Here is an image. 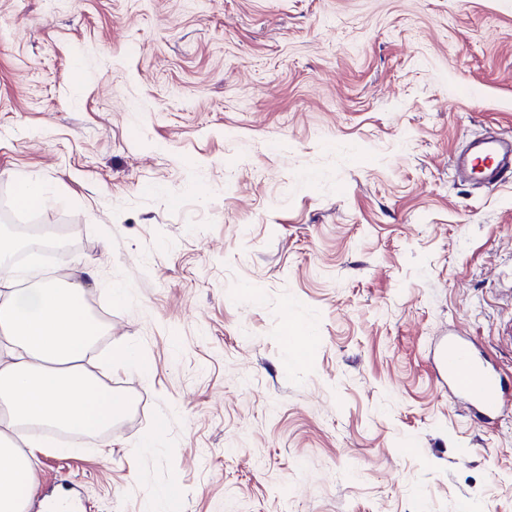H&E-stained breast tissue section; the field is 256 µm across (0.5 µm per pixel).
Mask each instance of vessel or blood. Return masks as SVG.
I'll return each mask as SVG.
<instances>
[{"label":"vessel or blood","mask_w":512,"mask_h":512,"mask_svg":"<svg viewBox=\"0 0 512 512\" xmlns=\"http://www.w3.org/2000/svg\"><path fill=\"white\" fill-rule=\"evenodd\" d=\"M452 169L458 180L469 179L487 188L512 181V137L486 133L469 140L453 158ZM436 374L450 389L449 402L486 420L496 419L512 404V396L498 373L480 361L460 338L439 343ZM81 508V496L75 489L64 495H48L43 504V512H81Z\"/></svg>","instance_id":"obj_1"}]
</instances>
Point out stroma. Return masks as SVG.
<instances>
[{"instance_id": "1", "label": "stroma", "mask_w": 512, "mask_h": 512, "mask_svg": "<svg viewBox=\"0 0 512 512\" xmlns=\"http://www.w3.org/2000/svg\"><path fill=\"white\" fill-rule=\"evenodd\" d=\"M489 131L512 0H0V198L47 185L57 269L97 276L92 360L149 369L105 376L111 447L41 456V491L512 512V412L450 404L432 361L456 331L512 387V183L451 168Z\"/></svg>"}]
</instances>
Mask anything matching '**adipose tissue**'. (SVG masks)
Segmentation results:
<instances>
[{"mask_svg": "<svg viewBox=\"0 0 512 512\" xmlns=\"http://www.w3.org/2000/svg\"><path fill=\"white\" fill-rule=\"evenodd\" d=\"M87 285L67 277L62 287H18L0 264V512H25L39 483L40 457L50 443L20 446L14 432L31 423L61 430L75 447L107 448L125 403L100 375L141 362L130 349L90 365L101 328L85 305Z\"/></svg>", "mask_w": 512, "mask_h": 512, "instance_id": "adipose-tissue-1", "label": "adipose tissue"}]
</instances>
